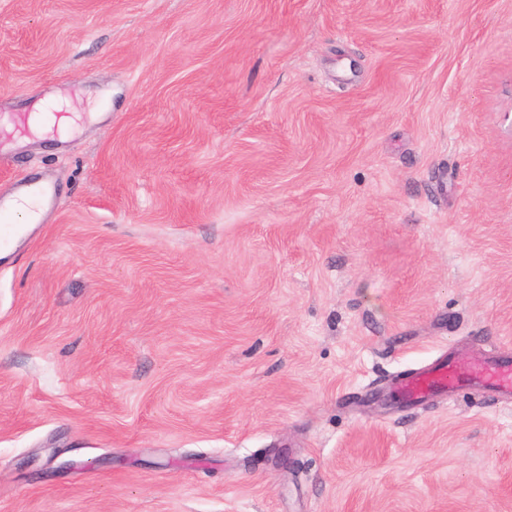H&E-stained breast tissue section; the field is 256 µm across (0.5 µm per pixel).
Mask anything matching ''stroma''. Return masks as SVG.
<instances>
[{"label":"stroma","mask_w":512,"mask_h":512,"mask_svg":"<svg viewBox=\"0 0 512 512\" xmlns=\"http://www.w3.org/2000/svg\"><path fill=\"white\" fill-rule=\"evenodd\" d=\"M0 512H512V0H0ZM41 197L36 193L17 194L6 202L7 213L20 212L27 217L28 224L36 223L40 217ZM465 381L495 388H512V363L508 359L472 363H438L399 380L395 390L408 401L419 402L436 391L454 393Z\"/></svg>","instance_id":"1"}]
</instances>
